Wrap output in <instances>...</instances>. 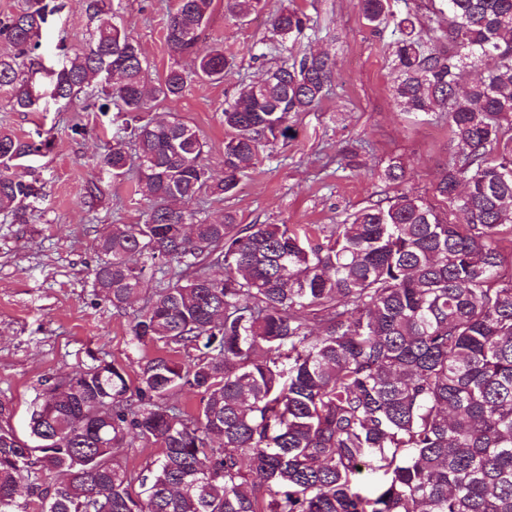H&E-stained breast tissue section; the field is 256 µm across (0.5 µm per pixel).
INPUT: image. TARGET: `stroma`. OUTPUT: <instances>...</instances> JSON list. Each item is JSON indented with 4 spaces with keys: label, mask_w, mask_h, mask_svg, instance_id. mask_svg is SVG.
<instances>
[{
    "label": "stroma",
    "mask_w": 512,
    "mask_h": 512,
    "mask_svg": "<svg viewBox=\"0 0 512 512\" xmlns=\"http://www.w3.org/2000/svg\"><path fill=\"white\" fill-rule=\"evenodd\" d=\"M56 12L41 32L36 60L46 70L80 50L76 33L90 25L84 0H55ZM284 6L304 11L315 35L290 43L293 56L322 51L336 60L331 90L314 110L301 113L288 139L264 147L237 192L203 191L199 207L212 218L233 213L241 224H311L319 236L359 209L412 192L432 198L433 184L457 147L442 112L419 116L400 111L393 97L390 28L369 23L359 0H262L250 21L237 22L214 0L201 50L223 41L234 65L220 83L192 80L182 97L152 103L149 116L184 122L206 142L204 162L212 181L224 175L223 108L241 85L256 83L279 66L283 54L269 39L268 19ZM174 0H112V20L136 36L151 76L163 75L175 56L165 41ZM441 0H395L411 13L423 38L446 25ZM124 116L104 99L72 103L43 95L37 111L17 112L0 91V128L35 145L22 169L38 190L25 223L0 218V399L11 401L5 424L27 433L29 409L45 379L60 377L100 358L123 365L137 382L146 359L171 347L136 348L129 326L144 306L139 297L114 309L94 286L98 239L116 224H139L146 204L132 179H115L98 156ZM405 170L402 183L386 180L389 164ZM101 189L93 204L83 199L90 183Z\"/></svg>",
    "instance_id": "1"
}]
</instances>
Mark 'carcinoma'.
<instances>
[{"instance_id":"obj_1","label":"carcinoma","mask_w":512,"mask_h":512,"mask_svg":"<svg viewBox=\"0 0 512 512\" xmlns=\"http://www.w3.org/2000/svg\"><path fill=\"white\" fill-rule=\"evenodd\" d=\"M40 2L0 19L14 48L0 56V88L18 112L40 99L25 71L46 23ZM213 2L176 0L165 40L185 64L154 85L140 43L109 18L112 0H86L96 25L51 72L55 99L99 87L126 113L100 163L114 178L136 171L147 204L143 223L100 239L95 287L121 310L145 287L133 259L151 261L172 281L134 317L131 342L199 355L146 360L134 388L106 360L45 380L30 417L38 445L0 426V512H18L23 485L40 512H512V274L500 249L512 237V0H442V50L390 0H362L369 22L399 33L398 106L447 113L457 154L433 185L446 209L402 193L351 214L325 242L295 224L201 215L205 143L182 122L141 117L192 77L224 80V48L196 52ZM260 4L225 8L246 19ZM311 29L297 9L271 16L281 45ZM485 58L495 64L458 93L462 71ZM335 66L312 53L239 89L222 110L214 191L233 194L261 147L288 138ZM29 152L0 131V214L14 223L35 194L16 172ZM185 388L202 394L196 416L170 402ZM130 435L163 448L137 491L113 456ZM362 467L378 475L371 495L358 486ZM35 473L65 480L43 488Z\"/></svg>"}]
</instances>
